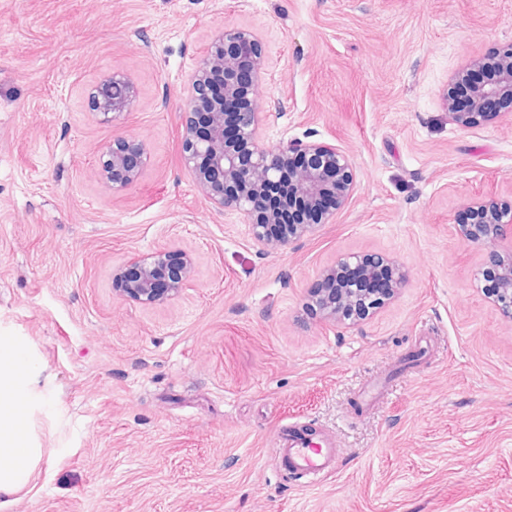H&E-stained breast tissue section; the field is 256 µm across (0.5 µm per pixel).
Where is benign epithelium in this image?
<instances>
[{
    "instance_id": "obj_1",
    "label": "benign epithelium",
    "mask_w": 512,
    "mask_h": 512,
    "mask_svg": "<svg viewBox=\"0 0 512 512\" xmlns=\"http://www.w3.org/2000/svg\"><path fill=\"white\" fill-rule=\"evenodd\" d=\"M488 67L493 77L475 84L468 103L457 110L451 92L445 101L455 122L472 127L486 116V105L501 100L512 106V44L490 58L475 59L458 72V83L470 70ZM213 70L223 82H208ZM266 71L258 41L247 29H231L209 43L190 77L188 112L182 136V159L217 212L235 211L248 219L258 251L287 246L330 224L350 199L355 186L351 156L319 141L292 140L275 150L259 144V106L256 92ZM95 110L107 121L121 119L135 101L134 88L119 72L103 81L93 95ZM148 159L144 143L123 138L105 146L99 175L113 192L139 180ZM288 182V202L302 207L309 218L302 224H284L263 195ZM468 219L457 225L462 241L486 250L482 275L492 279L497 293L491 302L512 321V203L494 199L467 207ZM193 258L184 251L164 250L129 261L113 276L120 296L142 304H159L180 294L190 280ZM406 282L396 261L372 255L339 258L322 274L312 290V303L321 318L332 322L368 317Z\"/></svg>"
}]
</instances>
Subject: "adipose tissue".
<instances>
[{
    "mask_svg": "<svg viewBox=\"0 0 512 512\" xmlns=\"http://www.w3.org/2000/svg\"><path fill=\"white\" fill-rule=\"evenodd\" d=\"M26 373L23 354L12 342L0 340V495L22 488L38 467L42 452L22 447L23 409L29 393L19 384Z\"/></svg>",
    "mask_w": 512,
    "mask_h": 512,
    "instance_id": "ef3b65f1",
    "label": "adipose tissue"
}]
</instances>
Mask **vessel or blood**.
I'll use <instances>...</instances> for the list:
<instances>
[{
    "label": "vessel or blood",
    "mask_w": 512,
    "mask_h": 512,
    "mask_svg": "<svg viewBox=\"0 0 512 512\" xmlns=\"http://www.w3.org/2000/svg\"><path fill=\"white\" fill-rule=\"evenodd\" d=\"M276 441L278 456L285 469L317 479L336 467L338 445L328 436H320L314 442L301 429L287 423L279 428Z\"/></svg>",
    "instance_id": "obj_1"
}]
</instances>
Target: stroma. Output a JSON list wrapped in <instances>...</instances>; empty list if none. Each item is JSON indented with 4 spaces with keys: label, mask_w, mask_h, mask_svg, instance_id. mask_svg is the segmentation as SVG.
Returning a JSON list of instances; mask_svg holds the SVG:
<instances>
[{
    "label": "stroma",
    "mask_w": 512,
    "mask_h": 512,
    "mask_svg": "<svg viewBox=\"0 0 512 512\" xmlns=\"http://www.w3.org/2000/svg\"><path fill=\"white\" fill-rule=\"evenodd\" d=\"M240 27L268 62L262 145L311 135L357 170L335 223L263 254L180 156L188 79ZM511 43L512 0H0V338L44 451L0 512H512V322L455 232L472 200L512 201V115L464 128L444 100ZM116 70L136 98L107 122ZM119 137L149 160L115 193L96 169ZM179 249L175 299L113 292L118 266ZM350 254L407 280L334 326L308 293ZM284 423L335 435V473L280 468ZM93 98L95 110L104 120L117 121L132 107L134 88L123 73L115 71L97 87Z\"/></svg>",
    "instance_id": "1"
}]
</instances>
